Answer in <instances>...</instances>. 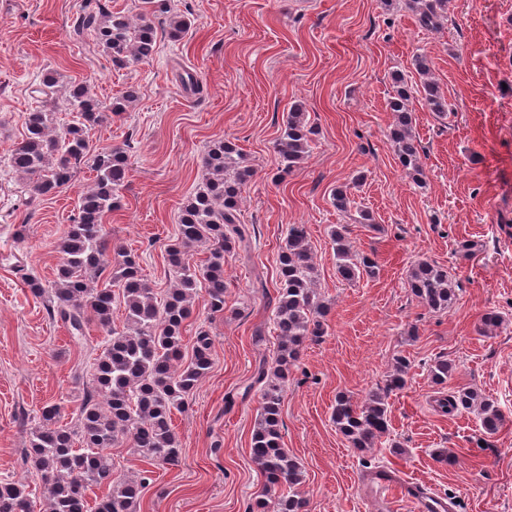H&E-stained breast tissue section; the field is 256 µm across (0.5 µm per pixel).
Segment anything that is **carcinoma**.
Segmentation results:
<instances>
[{"mask_svg": "<svg viewBox=\"0 0 512 512\" xmlns=\"http://www.w3.org/2000/svg\"><path fill=\"white\" fill-rule=\"evenodd\" d=\"M449 0H386L387 8L403 7L420 27L438 30L448 20ZM167 15L168 35L184 37L191 27L185 16L171 11L167 0H142L138 21L101 9L86 13L81 28L93 33L118 69L151 57L157 51L152 17ZM420 84L405 75L393 76L394 91L388 101L394 121L388 138L401 165L422 182L421 146L412 133L413 94H419L433 112L448 111V103L431 79V62L425 55L414 59ZM58 79L44 75L45 99L24 117V135L15 143L9 166L21 179L29 201L50 195L68 185L83 167L94 173L93 184L78 198V214L57 244L60 264L56 279L46 287L32 275L26 277L34 297L45 303L48 317L60 320L76 339L84 337L93 321L104 333L101 352L92 365V385L82 389L78 414L71 426L59 424L61 406L43 409L41 421L31 428L25 460L42 486L36 497L19 480L0 478V512H135L142 492L150 485L151 471L119 474L110 449L126 444L152 466H175L181 448L173 416L185 409L188 399L209 374L214 339L201 328L193 337L191 353L185 354L183 328L196 309L199 286H204L211 316L224 315L226 283L224 264L248 241L249 227L240 220L242 189L253 178L237 146L227 140L208 148L203 157L205 178L183 204L177 230L166 251L172 279L158 295L142 274L139 256L112 242L106 218L120 206L118 192L129 167V146L98 147L90 131L121 115L137 98L130 85L109 106L98 103L84 81L73 80L66 89L68 109L78 120L56 133L51 127L48 103L57 92ZM313 127L307 113L296 105L286 119L275 144L280 158L279 178L300 167L310 152ZM332 205L339 212L354 208L348 186L336 188ZM330 239L336 270L342 280L373 278L377 265L354 252L348 227L338 224ZM204 245L205 262L191 261V252ZM114 252L122 260L113 267L103 257ZM278 287L273 323L277 347L271 362L257 368L254 383L260 385V408L250 439V456L263 477L264 495L255 501L254 512H305L306 499L298 486L305 472L298 459L284 448L281 407L292 370L300 361L305 342L319 334L320 318L328 307L315 280L314 254L307 227L291 224L277 258ZM407 288L433 312L450 309L457 299L458 284L437 263L422 259L408 270ZM122 310L123 325L113 323V311ZM409 361L399 355L382 386L365 393L359 401L340 393L331 420L357 449L381 445L389 432L386 399L405 388ZM453 365L438 359L429 366L431 381L448 380ZM444 411H475L483 434L496 435L504 422L497 403L470 388H461L438 400ZM101 489L94 503L89 492Z\"/></svg>", "mask_w": 512, "mask_h": 512, "instance_id": "obj_1", "label": "carcinoma"}]
</instances>
